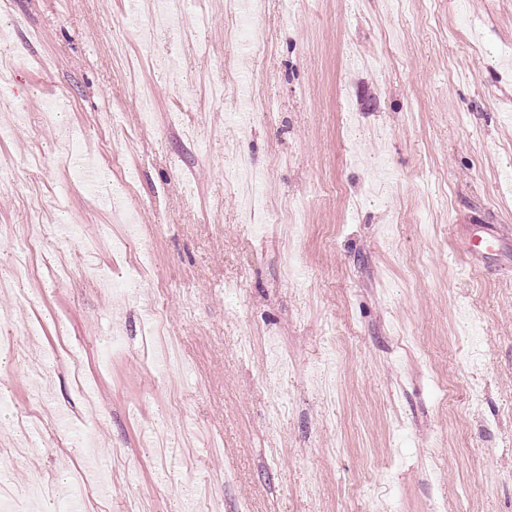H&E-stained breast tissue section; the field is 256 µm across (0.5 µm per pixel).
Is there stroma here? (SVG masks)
I'll return each mask as SVG.
<instances>
[{"mask_svg": "<svg viewBox=\"0 0 512 512\" xmlns=\"http://www.w3.org/2000/svg\"><path fill=\"white\" fill-rule=\"evenodd\" d=\"M185 4L192 48L131 0L0 14V280L34 265L0 293V500L35 464L56 512H512V0H266L247 39ZM84 238L108 287L47 268ZM154 316L186 367L140 350Z\"/></svg>", "mask_w": 512, "mask_h": 512, "instance_id": "1", "label": "stroma"}]
</instances>
